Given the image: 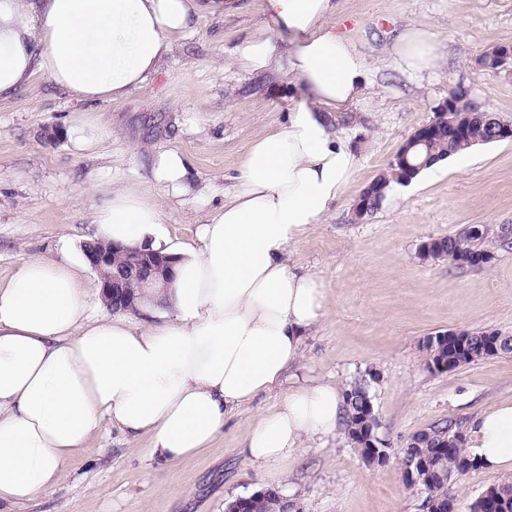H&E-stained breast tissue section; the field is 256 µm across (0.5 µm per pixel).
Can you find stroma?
I'll list each match as a JSON object with an SVG mask.
<instances>
[{"mask_svg": "<svg viewBox=\"0 0 512 512\" xmlns=\"http://www.w3.org/2000/svg\"><path fill=\"white\" fill-rule=\"evenodd\" d=\"M241 4L198 19L160 73L124 100L78 103L38 76L0 102L1 280L21 256L91 235L92 210L125 184L162 196L169 246L195 244L247 144L285 123L290 105L307 95L300 82L232 66L238 44L264 32L262 0ZM419 26L435 34L441 54L415 78L390 66L389 54L402 30ZM336 30L373 70L367 93L336 113L358 165L331 214L285 257L316 275L325 296V315L305 341L303 374L343 388L368 380L389 461L367 466L343 433L294 462L256 470L240 444L256 417L281 404L283 386L235 411L212 448L172 465L150 457L148 438L104 423L54 487L13 512H225L231 500L270 486L284 488L297 512H422L424 495L407 487L399 448L438 422L471 430L481 412L512 399V353L448 373L428 368L423 351L427 336L448 330L512 336V241L494 240L481 266L419 255L424 241L471 224L497 235L512 227V140L475 146L466 162L443 164L364 219L353 217L361 191L454 88L512 124V65H475L490 48L512 44V0H340ZM89 117L99 120L94 139L76 148L66 131ZM52 127L59 138H48ZM168 149L185 155L192 194L166 198L153 181L152 159Z\"/></svg>", "mask_w": 512, "mask_h": 512, "instance_id": "1", "label": "stroma"}]
</instances>
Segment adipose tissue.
<instances>
[{
    "instance_id": "ef3b65f1",
    "label": "adipose tissue",
    "mask_w": 512,
    "mask_h": 512,
    "mask_svg": "<svg viewBox=\"0 0 512 512\" xmlns=\"http://www.w3.org/2000/svg\"><path fill=\"white\" fill-rule=\"evenodd\" d=\"M233 9L231 0H0V100L37 74L78 102L123 100L159 72L195 18ZM337 12L336 0H263L267 32L245 39L235 62L300 81L312 101L251 140L198 245L173 249L176 277L154 303L164 321L94 317L84 252L65 239L0 279V504L53 487L103 420L149 437L150 455L174 464L211 448L231 412L284 382L282 405L242 445L253 465L339 435L343 391L301 373L323 288L283 258L332 211L357 167L328 115L364 94L372 69L337 34ZM282 32L297 37L295 51L281 47ZM438 54L434 36L413 27L390 62L416 74ZM152 178L174 197L192 190L175 150L155 156ZM161 211L159 197L113 189L95 210L93 238L162 249ZM472 446L485 469H512V399L475 419Z\"/></svg>"
}]
</instances>
